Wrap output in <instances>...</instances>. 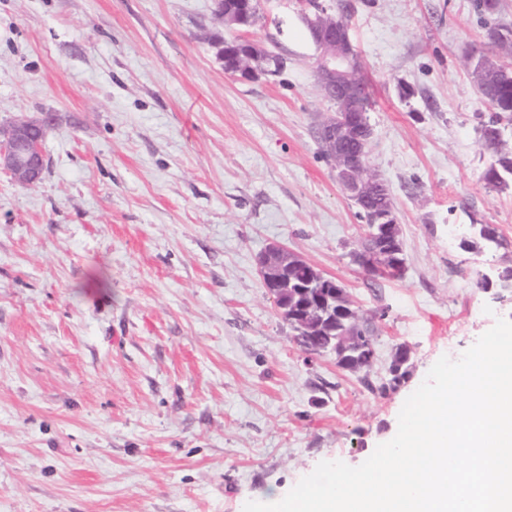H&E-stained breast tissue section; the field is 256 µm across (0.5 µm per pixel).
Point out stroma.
I'll return each instance as SVG.
<instances>
[{
    "label": "stroma",
    "instance_id": "1",
    "mask_svg": "<svg viewBox=\"0 0 512 512\" xmlns=\"http://www.w3.org/2000/svg\"><path fill=\"white\" fill-rule=\"evenodd\" d=\"M375 100L368 165L406 272L352 260L363 221L322 154L332 109L297 0L244 37L286 61L229 76L214 0H0V124L51 114L46 168L0 171V512H243L322 461L362 464L405 400L512 296V184L487 185L491 112L466 56L474 0H346ZM504 244L463 247L472 225ZM272 244L371 317L367 377L301 350L262 285ZM411 374L380 395L394 349Z\"/></svg>",
    "mask_w": 512,
    "mask_h": 512
}]
</instances>
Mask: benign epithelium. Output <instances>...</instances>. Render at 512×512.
Listing matches in <instances>:
<instances>
[{
    "label": "benign epithelium",
    "instance_id": "7a95c632",
    "mask_svg": "<svg viewBox=\"0 0 512 512\" xmlns=\"http://www.w3.org/2000/svg\"><path fill=\"white\" fill-rule=\"evenodd\" d=\"M258 11L256 0H236V7L224 10L219 2L217 19L225 31L239 32ZM310 28L321 56L316 67V79L322 92L335 95L339 109L328 114L320 123L319 134L334 160L336 179L349 197L366 200L381 184L376 176L361 174L362 156L372 129L365 120V107L359 92L360 82L353 74L357 57L350 36V27L323 17L310 21ZM217 56L224 63L225 73L242 79L275 76L283 60L267 52L259 43L247 40L235 51L228 42H215ZM48 132V122L42 117H25L0 132V169L12 174L19 182L32 185L45 170V154L41 137ZM290 253L278 245L269 246L260 256L258 266L265 287L286 288L285 279Z\"/></svg>",
    "mask_w": 512,
    "mask_h": 512
}]
</instances>
